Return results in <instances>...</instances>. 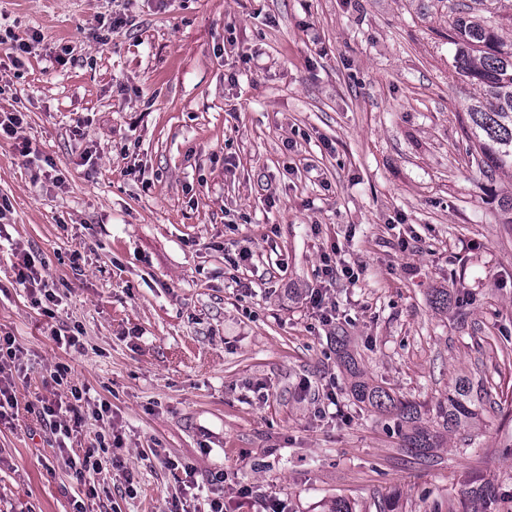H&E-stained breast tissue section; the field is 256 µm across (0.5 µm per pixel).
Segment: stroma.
<instances>
[{"label":"stroma","instance_id":"obj_1","mask_svg":"<svg viewBox=\"0 0 512 512\" xmlns=\"http://www.w3.org/2000/svg\"><path fill=\"white\" fill-rule=\"evenodd\" d=\"M477 96L442 0H0V115L32 149L0 139L21 363L0 512H458L512 490V171L472 160ZM340 336L423 412L463 379L495 405L416 457L353 399ZM59 365L86 391L72 453L122 439L106 479L66 468L40 416ZM14 256L17 259V262L13 264L16 283L33 292L39 291L45 300L57 305L55 304L56 295L49 289L48 281L44 279L41 271L36 268L34 258L25 252L15 253ZM506 494L494 483L487 481L466 492L461 502V512H494L493 506L501 504Z\"/></svg>","mask_w":512,"mask_h":512}]
</instances>
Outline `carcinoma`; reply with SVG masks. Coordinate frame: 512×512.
Listing matches in <instances>:
<instances>
[{
    "label": "carcinoma",
    "mask_w": 512,
    "mask_h": 512,
    "mask_svg": "<svg viewBox=\"0 0 512 512\" xmlns=\"http://www.w3.org/2000/svg\"><path fill=\"white\" fill-rule=\"evenodd\" d=\"M447 8L448 43L454 46L455 68L482 91V99L467 112L476 144L475 161L490 174L512 170V40L502 35L503 29L512 27V10L500 5L479 14L453 3ZM344 365L352 378L355 400L393 415L404 447L417 452L440 447L445 435L464 428L477 410L492 404L488 390L475 392L462 381L426 425L416 404L368 382L351 357H344ZM503 499L505 493L487 481L466 492L462 512H492Z\"/></svg>",
    "instance_id": "1"
}]
</instances>
